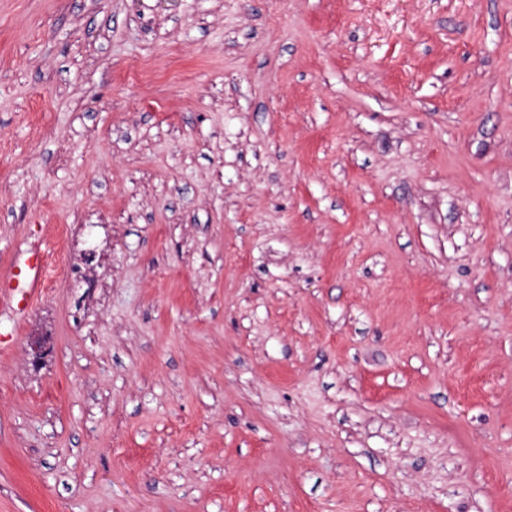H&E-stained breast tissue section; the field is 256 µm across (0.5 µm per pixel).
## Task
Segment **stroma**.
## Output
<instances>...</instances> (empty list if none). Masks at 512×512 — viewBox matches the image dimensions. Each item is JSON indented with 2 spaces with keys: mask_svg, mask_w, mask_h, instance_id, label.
I'll return each instance as SVG.
<instances>
[{
  "mask_svg": "<svg viewBox=\"0 0 512 512\" xmlns=\"http://www.w3.org/2000/svg\"><path fill=\"white\" fill-rule=\"evenodd\" d=\"M0 512H512V0H0ZM23 264L18 261L0 286V315H14L24 311L38 294L42 285L43 253L30 244L24 251ZM4 280V281H3Z\"/></svg>",
  "mask_w": 512,
  "mask_h": 512,
  "instance_id": "obj_1",
  "label": "stroma"
}]
</instances>
